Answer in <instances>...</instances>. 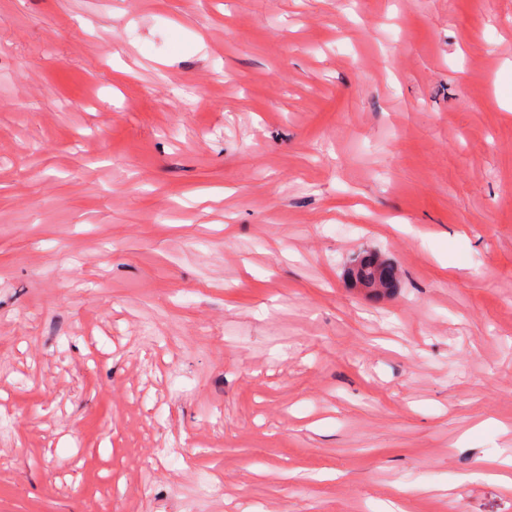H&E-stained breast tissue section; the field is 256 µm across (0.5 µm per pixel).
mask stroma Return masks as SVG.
Here are the masks:
<instances>
[{"instance_id":"stroma-1","label":"stroma","mask_w":512,"mask_h":512,"mask_svg":"<svg viewBox=\"0 0 512 512\" xmlns=\"http://www.w3.org/2000/svg\"><path fill=\"white\" fill-rule=\"evenodd\" d=\"M510 455L512 0H0V512H512Z\"/></svg>"}]
</instances>
